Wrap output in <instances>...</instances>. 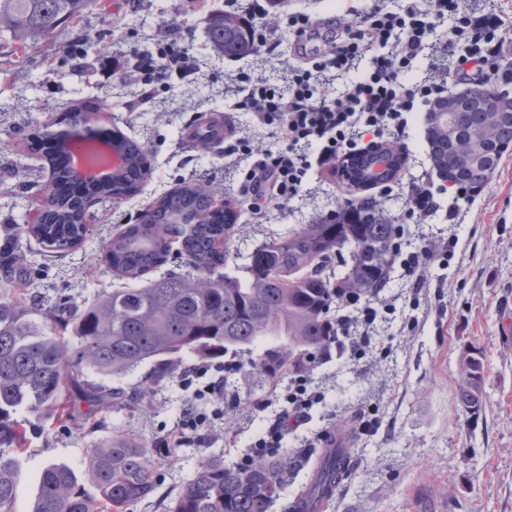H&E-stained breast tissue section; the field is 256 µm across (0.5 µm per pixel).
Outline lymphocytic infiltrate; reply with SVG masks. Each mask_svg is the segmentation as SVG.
Listing matches in <instances>:
<instances>
[{
	"mask_svg": "<svg viewBox=\"0 0 512 512\" xmlns=\"http://www.w3.org/2000/svg\"><path fill=\"white\" fill-rule=\"evenodd\" d=\"M233 13L249 19L260 53L272 55L278 43L268 31L270 0H227ZM504 21L497 0H481L468 7L464 0H377L360 15L355 26L342 28L327 49L289 67L282 80L250 78L245 72L224 76L225 96L235 98L236 110L246 112L252 124L272 130V144L258 148L250 137L232 133L224 148V167L203 170L210 183L231 181L260 215L272 203L313 202L322 192L312 180L314 166L368 150L370 145L405 139L417 111L431 106L448 90L451 79L470 78L482 85L488 78L486 62ZM102 74L134 89L136 103L151 100L156 91H172V75L189 82L212 78L209 61L191 55L178 40L163 43L152 53L129 61L116 49L99 58ZM410 215L421 220V247L400 262L401 291L373 296L371 304L345 303L339 321L343 345L361 356L370 337L378 335V308H392L399 300L416 301L432 260L447 264L463 223L469 194L448 191L432 175L420 173L409 186ZM452 194L446 224H434L441 195ZM237 364L216 363L213 376L195 365L183 367L179 385L191 400L169 430L166 444L180 448L201 439L224 417L225 405H239V395L228 392L225 376ZM324 397L322 382L296 374L284 386L272 387L258 411L272 409L267 428L236 464L249 466L258 457L276 456L288 436L307 444L301 426Z\"/></svg>",
	"mask_w": 512,
	"mask_h": 512,
	"instance_id": "obj_1",
	"label": "lymphocytic infiltrate"
}]
</instances>
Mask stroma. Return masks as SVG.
<instances>
[{"mask_svg": "<svg viewBox=\"0 0 512 512\" xmlns=\"http://www.w3.org/2000/svg\"><path fill=\"white\" fill-rule=\"evenodd\" d=\"M102 9L65 25L47 44L14 53L9 38L0 39V265H8L4 224L34 223L43 185L48 180L41 155H33L38 172L27 182L13 171L27 152L25 132L16 122L20 94L33 104L37 123L69 129L64 116L75 110L96 112L94 131H121L147 148L151 173L139 191L93 208L91 230L81 245L57 258L36 252L29 280L32 292L52 299L68 295L77 303L95 292L120 286L103 261L105 243L126 225L137 223L149 205L190 182L193 171L223 166V146L199 150L182 134L215 112H229L222 94L227 58H220L209 82L186 84L174 93H159L155 102L127 109L120 86L103 82L97 58L77 48L86 32L113 49L154 50L159 31L176 30L195 56H202L209 17L223 11L224 0H102ZM372 0H288L290 9L304 10L325 21L357 20ZM37 89H29V82ZM111 111H101V104ZM318 176L325 192L318 205L299 209L275 204L266 213L243 211L234 246L247 255L289 224H309L336 209L340 200L336 178L328 167ZM403 308L388 314V325L366 345L367 366L341 369L330 355L315 369L326 382L325 399L314 408L310 429L330 431L333 419L348 422L353 432L350 475L325 512H512V149L483 186L459 230L455 255L447 269L431 268L415 310V325L405 329ZM270 336L252 349L237 352L236 375L243 402L233 426L238 429L232 457L249 452L252 415L249 403L266 398L268 383L245 369L248 360L265 350L286 345ZM477 349L484 370L483 406L476 416L462 412L455 380L462 356ZM148 368L109 385L121 389L132 407L107 413L96 427L56 425L45 433H29L19 457L20 482L14 512H30L39 492L42 465L55 462L84 475L95 443L121 430L154 447H162L164 425L182 408L176 374L146 383ZM223 441L176 449L157 469L156 488L129 512H168L201 457L222 453Z\"/></svg>", "mask_w": 512, "mask_h": 512, "instance_id": "obj_1", "label": "stroma"}]
</instances>
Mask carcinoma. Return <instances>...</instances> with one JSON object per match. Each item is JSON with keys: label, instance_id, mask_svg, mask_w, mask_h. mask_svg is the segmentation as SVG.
<instances>
[{"label": "carcinoma", "instance_id": "obj_1", "mask_svg": "<svg viewBox=\"0 0 512 512\" xmlns=\"http://www.w3.org/2000/svg\"><path fill=\"white\" fill-rule=\"evenodd\" d=\"M100 7V0H0V34L20 46L50 39L64 24ZM251 28L237 17L218 14L208 27V49L230 58L256 52ZM428 156L445 179L463 188L488 183L512 146V121L495 112L468 108L428 130ZM124 170L88 196L106 203L136 186L149 172L148 152L121 136ZM239 212L214 207L210 185L193 181L147 209L146 220L130 224L103 248L107 267L136 280L158 271L144 286L98 293L90 303L58 297L42 302L25 283L33 266V238L62 254L81 244L89 231L82 201L63 198L45 210L40 224H14L17 239L5 277L16 288L0 292V512H13L20 470L13 453L24 448L27 428L52 421L94 425L123 393L77 384L84 371L122 377L150 363L153 377L169 374L180 358L211 361L246 350L266 336H285L288 345L250 361L252 371L274 382L285 373H309L339 343L341 329L331 306L370 298L387 287L397 236L394 219L371 197L341 206L330 217L289 226L221 272L232 259ZM179 243L177 252L172 244ZM178 267L166 268L170 260ZM483 366L468 355L460 367L457 399L466 413L482 407ZM158 449L123 432L90 450L86 475L96 495L82 490L61 464L42 468L32 512H128L155 489ZM348 472L336 456L321 459L304 491L322 497ZM294 475L292 457L260 460L246 469L224 456L201 458L168 512H307L303 499H283V478Z\"/></svg>", "mask_w": 512, "mask_h": 512}]
</instances>
